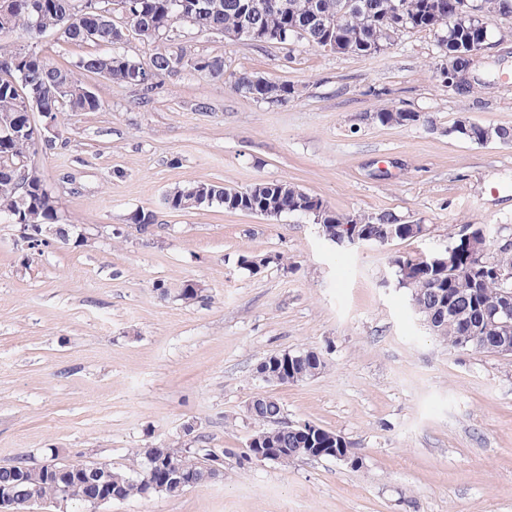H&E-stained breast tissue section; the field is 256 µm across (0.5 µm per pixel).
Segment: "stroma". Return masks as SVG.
<instances>
[{"mask_svg":"<svg viewBox=\"0 0 512 512\" xmlns=\"http://www.w3.org/2000/svg\"><path fill=\"white\" fill-rule=\"evenodd\" d=\"M441 36L407 30L382 53L351 56L179 22L153 45H117L144 64L156 52L218 56L225 78L185 66L145 95L87 75L103 110L61 114L55 148L36 155L71 238L34 252L0 223V466L84 457L122 469L146 442L201 437L224 454L219 480L100 512H512V357L448 349L391 264L444 250L463 224L512 234V145L451 131L460 120L512 129V15L489 23L464 91L440 75ZM243 72L298 95L253 101L229 81ZM383 108L418 120L380 124ZM261 180L425 231L339 248L309 216L163 204L177 187ZM142 208L156 215L148 235L129 222ZM274 253L287 269L238 263ZM188 280L199 298L180 297ZM307 349L325 360L314 377L256 373L268 356ZM259 394L280 401L283 421L352 442L362 466L247 459L246 405Z\"/></svg>","mask_w":512,"mask_h":512,"instance_id":"stroma-1","label":"stroma"}]
</instances>
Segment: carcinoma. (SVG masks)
I'll list each match as a JSON object with an SVG mask.
<instances>
[{"label": "carcinoma", "instance_id": "obj_1", "mask_svg": "<svg viewBox=\"0 0 512 512\" xmlns=\"http://www.w3.org/2000/svg\"><path fill=\"white\" fill-rule=\"evenodd\" d=\"M268 7L256 17L264 32L263 43L286 44L305 39L322 49L342 55H372L389 44L384 33L393 18L392 5L409 29H443L440 39L444 53L457 52L459 43L471 46L487 41L486 19L503 13L505 0H205L203 10H194L197 0H17L14 7L0 10V117L9 114L17 128L0 136V212H15L18 224L32 227L58 225L56 238L63 240L69 230L59 224L57 197L46 188L31 157L37 152L34 129L27 125L26 113L38 106L57 115L68 112H98L103 103L87 88L82 76L90 73L114 82L137 84L147 73L158 79L191 65L213 79L224 78V61L216 57L184 53H154L148 65L125 54H89L68 67H61L36 51L22 45L33 43L48 32L67 42L118 45L128 32L152 44L162 38L182 17L200 31L236 33L245 22L249 2ZM121 4V21L112 19L109 4ZM234 90L268 104L282 105L297 96V89L286 82H272L252 74L235 77ZM382 124L415 122L412 112L383 109L377 112ZM314 196L283 181H260L239 192L210 183H197L171 191L165 206L177 212L209 207L213 204L228 211H266L279 215L303 214L312 208ZM137 230L145 234L155 223L151 210L139 209L129 217ZM317 224H370L382 233L400 231L412 238L408 224L397 223L391 213L339 215L322 205L313 215ZM397 285L409 291L416 314L428 329L453 349L475 348L494 351L500 337L481 329L480 319L493 312L512 291V279L502 282L491 274V267H512V250L498 248L479 259L464 251L456 272L439 276L419 257L397 256L392 260ZM270 381L299 382L315 376L323 365L314 350L285 352L264 359ZM258 429L251 439L260 446L276 448L290 457L302 458L310 448H353L341 435L318 425L300 430L280 424L278 400L259 396L247 409ZM163 458L193 476L197 484L210 480L206 468L213 451L196 448L180 454L164 445L150 444L132 450L127 470L109 469L112 500L154 495L148 478V456ZM28 487L42 500L58 494L55 485L43 481L36 468L28 470Z\"/></svg>", "mask_w": 512, "mask_h": 512}]
</instances>
